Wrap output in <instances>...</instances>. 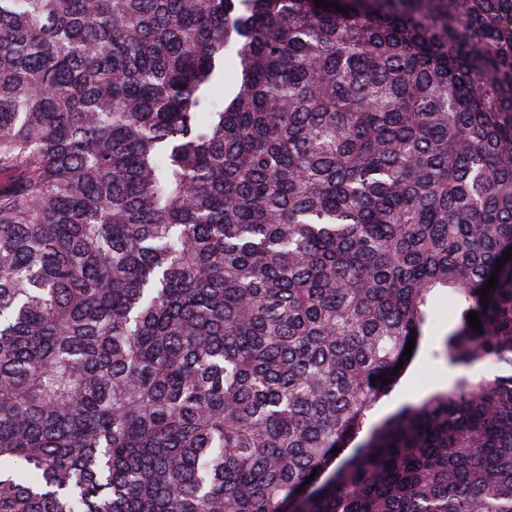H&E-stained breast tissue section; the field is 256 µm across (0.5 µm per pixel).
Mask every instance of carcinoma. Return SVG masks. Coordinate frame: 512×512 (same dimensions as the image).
Returning <instances> with one entry per match:
<instances>
[{"instance_id":"carcinoma-1","label":"carcinoma","mask_w":512,"mask_h":512,"mask_svg":"<svg viewBox=\"0 0 512 512\" xmlns=\"http://www.w3.org/2000/svg\"><path fill=\"white\" fill-rule=\"evenodd\" d=\"M331 2L0 0V512H512V0ZM448 307L441 319L426 332L421 341L419 352L408 366L399 383L389 396L384 397L372 417L373 422L382 421L396 413L401 406L411 402H418L437 387L446 385L454 374V370L446 365L444 360H434L429 357L431 349H438L441 338L448 333L452 324L449 319Z\"/></svg>"}]
</instances>
